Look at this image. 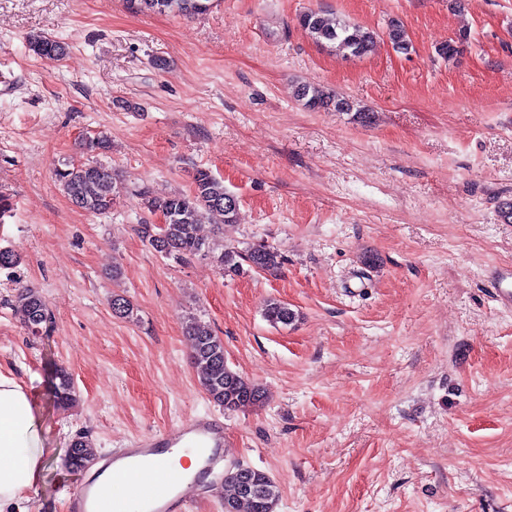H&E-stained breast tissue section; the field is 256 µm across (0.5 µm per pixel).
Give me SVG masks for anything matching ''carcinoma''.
<instances>
[{"label": "carcinoma", "instance_id": "obj_1", "mask_svg": "<svg viewBox=\"0 0 512 512\" xmlns=\"http://www.w3.org/2000/svg\"><path fill=\"white\" fill-rule=\"evenodd\" d=\"M133 12L150 11L190 17L207 10L210 0H125ZM302 30L316 43L335 49L343 55L361 57L370 53L376 35L335 16L321 11H308L299 17ZM387 36L394 49L406 53L409 49L407 32L400 22L392 20ZM470 33L462 31L437 48L439 56L454 59L468 43ZM29 50L35 55L59 60L65 53L62 42L52 37L40 36L29 41ZM297 97L312 111L333 110L355 112L361 123L371 121L370 113L354 109L353 102L325 92L320 86L303 84L297 89ZM56 176L72 203L93 214L105 215L112 211L124 188L112 174V168L98 163H69L56 170ZM193 189L189 193L176 192L164 198L150 196L146 187L137 190L136 197L149 211H159L166 223L158 226L146 221L137 225V232L157 253L176 261L187 262L196 257L211 256L210 245L200 235V227L209 224L219 230L226 224L238 221V200L224 188V182L206 168L193 173ZM221 270L237 271L242 263L251 268L276 272L284 264L281 252L268 245H257L243 251L226 250L214 258ZM16 313L22 324L33 336L47 332L52 324V314L42 297L29 288L16 296ZM265 319L273 324L288 325L295 320V313L287 304L270 300L265 304ZM185 334L192 341L191 362L199 382L210 401L228 410L237 411L263 403L264 390L246 381L232 370L224 358V342L214 334L209 325L191 320ZM53 404L65 408L75 400L72 375L63 366L55 369L50 382ZM94 456L92 442L79 435L72 440L68 456L69 465L78 470L84 468ZM250 476L257 492L241 497L238 487L245 476ZM224 481L233 493L224 498V512H275L279 492L275 482L264 471L252 468H229Z\"/></svg>", "mask_w": 512, "mask_h": 512}]
</instances>
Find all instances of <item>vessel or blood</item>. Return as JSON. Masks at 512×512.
<instances>
[{
    "label": "vessel or blood",
    "mask_w": 512,
    "mask_h": 512,
    "mask_svg": "<svg viewBox=\"0 0 512 512\" xmlns=\"http://www.w3.org/2000/svg\"><path fill=\"white\" fill-rule=\"evenodd\" d=\"M194 449L200 468L197 476L172 474L166 458L177 448ZM224 461V425L212 418H193L177 433L153 434L130 441L109 456L103 469L106 481L91 478L69 497L70 512H124L129 499H137L143 512H187L188 498L199 478L212 474ZM150 467V481L138 475Z\"/></svg>",
    "instance_id": "1"
}]
</instances>
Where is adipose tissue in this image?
Here are the masks:
<instances>
[{"label": "adipose tissue", "mask_w": 512, "mask_h": 512, "mask_svg": "<svg viewBox=\"0 0 512 512\" xmlns=\"http://www.w3.org/2000/svg\"><path fill=\"white\" fill-rule=\"evenodd\" d=\"M46 450L32 386L0 373V512H26L42 479Z\"/></svg>", "instance_id": "adipose-tissue-1"}]
</instances>
